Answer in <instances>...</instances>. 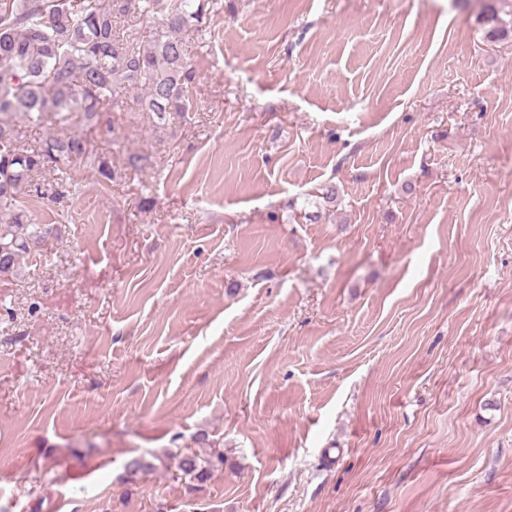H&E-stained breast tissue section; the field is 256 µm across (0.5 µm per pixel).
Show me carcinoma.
I'll use <instances>...</instances> for the list:
<instances>
[{
    "label": "carcinoma",
    "instance_id": "1",
    "mask_svg": "<svg viewBox=\"0 0 512 512\" xmlns=\"http://www.w3.org/2000/svg\"><path fill=\"white\" fill-rule=\"evenodd\" d=\"M209 0H0V278L14 276L23 258L43 248L51 229L26 223L18 205L27 196L43 197L41 179L77 163L104 169L83 136L69 131L72 113L106 126L109 111H122L123 98L137 93L136 104L158 123L186 119L194 110L197 73L185 42L189 30H202ZM486 38L512 36V18L485 6ZM139 14L150 23L148 40L122 29ZM23 114L33 125L51 119L55 136L31 146L12 117ZM224 465V454L208 458L185 453L179 469L193 479Z\"/></svg>",
    "mask_w": 512,
    "mask_h": 512
}]
</instances>
